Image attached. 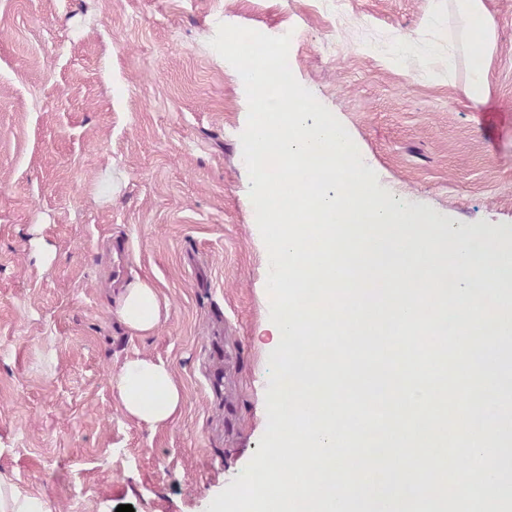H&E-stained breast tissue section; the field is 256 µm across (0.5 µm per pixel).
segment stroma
I'll return each mask as SVG.
<instances>
[{
	"mask_svg": "<svg viewBox=\"0 0 512 512\" xmlns=\"http://www.w3.org/2000/svg\"><path fill=\"white\" fill-rule=\"evenodd\" d=\"M483 3L488 54L451 0H0V474L45 512H208L259 448L279 338L219 25L290 33L390 207L512 225V0ZM135 276L169 304L149 336L109 314ZM136 353L182 389L167 425L110 386Z\"/></svg>",
	"mask_w": 512,
	"mask_h": 512,
	"instance_id": "stroma-1",
	"label": "stroma"
}]
</instances>
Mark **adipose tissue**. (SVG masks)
I'll list each match as a JSON object with an SVG mask.
<instances>
[{"instance_id": "adipose-tissue-1", "label": "adipose tissue", "mask_w": 512, "mask_h": 512, "mask_svg": "<svg viewBox=\"0 0 512 512\" xmlns=\"http://www.w3.org/2000/svg\"><path fill=\"white\" fill-rule=\"evenodd\" d=\"M166 310L156 288L135 278L123 285L113 313L132 333L149 335L157 330ZM113 388L124 412L153 428L170 423L183 402L171 370L138 355L124 360L113 378Z\"/></svg>"}]
</instances>
